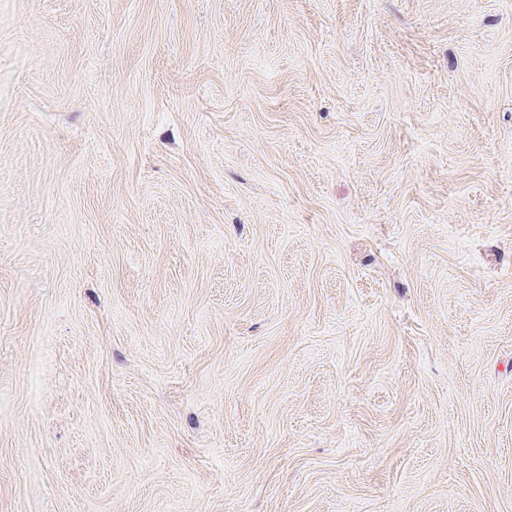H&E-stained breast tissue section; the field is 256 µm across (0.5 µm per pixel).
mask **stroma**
I'll return each mask as SVG.
<instances>
[{"label": "stroma", "mask_w": 512, "mask_h": 512, "mask_svg": "<svg viewBox=\"0 0 512 512\" xmlns=\"http://www.w3.org/2000/svg\"><path fill=\"white\" fill-rule=\"evenodd\" d=\"M0 512H512V0H0Z\"/></svg>", "instance_id": "1"}]
</instances>
